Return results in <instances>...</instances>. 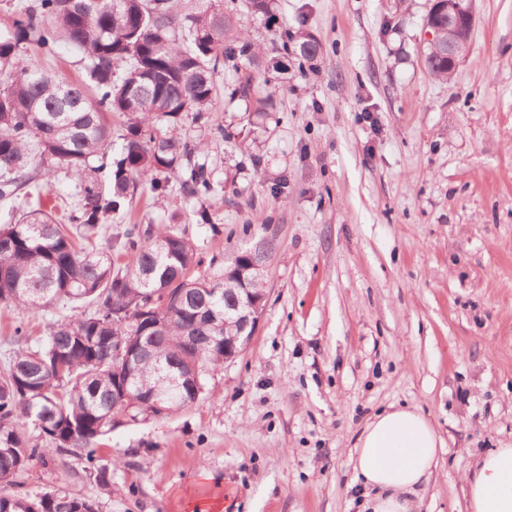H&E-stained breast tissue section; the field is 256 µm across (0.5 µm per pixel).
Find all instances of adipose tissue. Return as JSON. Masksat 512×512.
I'll list each match as a JSON object with an SVG mask.
<instances>
[{"label":"adipose tissue","instance_id":"obj_1","mask_svg":"<svg viewBox=\"0 0 512 512\" xmlns=\"http://www.w3.org/2000/svg\"><path fill=\"white\" fill-rule=\"evenodd\" d=\"M441 440L419 412L396 408L377 414L363 429L353 455L365 512H416L436 467ZM471 512H512V448L479 458L464 477Z\"/></svg>","mask_w":512,"mask_h":512}]
</instances>
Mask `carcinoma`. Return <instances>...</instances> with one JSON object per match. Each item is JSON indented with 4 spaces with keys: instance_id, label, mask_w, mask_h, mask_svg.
Instances as JSON below:
<instances>
[{
    "instance_id": "1",
    "label": "carcinoma",
    "mask_w": 512,
    "mask_h": 512,
    "mask_svg": "<svg viewBox=\"0 0 512 512\" xmlns=\"http://www.w3.org/2000/svg\"><path fill=\"white\" fill-rule=\"evenodd\" d=\"M22 0L0 27V201L38 178L64 169L81 194L74 234L36 208L0 224V304L25 312L62 305L76 314L50 325L34 348H19L0 373V512H97L94 502L53 489H4L50 453L78 454L85 472L112 489V464L95 445L129 423L157 421L193 406L206 376L224 364V343L239 335L227 313L265 282L241 273L240 252L194 276L195 245L172 227L133 224L107 248L83 241L107 215L125 207L137 182L157 172L180 176L192 195L211 183L193 159L202 149L181 137L185 117L207 126L220 61L234 69L262 58L222 0ZM255 16L276 19L275 0H245ZM433 42L424 64L448 77V16L429 10ZM282 50L311 61L320 44L282 28ZM67 42L81 56L80 84L20 66L36 46L47 53ZM123 119L122 145L108 153L110 117ZM138 345L134 369L115 361L118 348ZM133 394L122 400V389ZM39 430L45 445L24 431Z\"/></svg>"
}]
</instances>
